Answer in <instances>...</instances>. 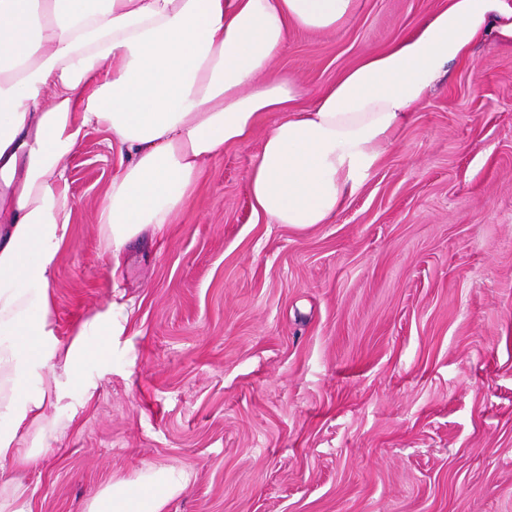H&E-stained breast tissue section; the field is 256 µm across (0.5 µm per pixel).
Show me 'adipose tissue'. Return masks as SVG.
<instances>
[{
	"mask_svg": "<svg viewBox=\"0 0 512 512\" xmlns=\"http://www.w3.org/2000/svg\"><path fill=\"white\" fill-rule=\"evenodd\" d=\"M356 0H0V470L52 451L55 409L83 402L90 338L121 335L114 304L67 344L53 340V283L74 204L64 160L104 130L119 163L96 221L113 255L174 223L207 163L271 112L247 181L271 224L329 223L383 148L414 118L448 64L487 28L512 44V0H448L410 35L368 52L299 107L303 89L272 74L291 29L336 30ZM180 473L109 482L87 512H163Z\"/></svg>",
	"mask_w": 512,
	"mask_h": 512,
	"instance_id": "adipose-tissue-1",
	"label": "adipose tissue"
}]
</instances>
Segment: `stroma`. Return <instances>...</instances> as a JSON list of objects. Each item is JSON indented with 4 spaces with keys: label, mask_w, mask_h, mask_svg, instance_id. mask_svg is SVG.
<instances>
[{
    "label": "stroma",
    "mask_w": 512,
    "mask_h": 512,
    "mask_svg": "<svg viewBox=\"0 0 512 512\" xmlns=\"http://www.w3.org/2000/svg\"><path fill=\"white\" fill-rule=\"evenodd\" d=\"M448 0H358L293 30L271 64L302 105ZM270 113L209 161L166 231L113 264L96 209L115 156L88 130L53 334L125 305L90 342V409L20 472L32 512H86L114 478L183 472L165 512H512V45L450 65L345 208L257 218L248 172Z\"/></svg>",
    "instance_id": "obj_1"
}]
</instances>
